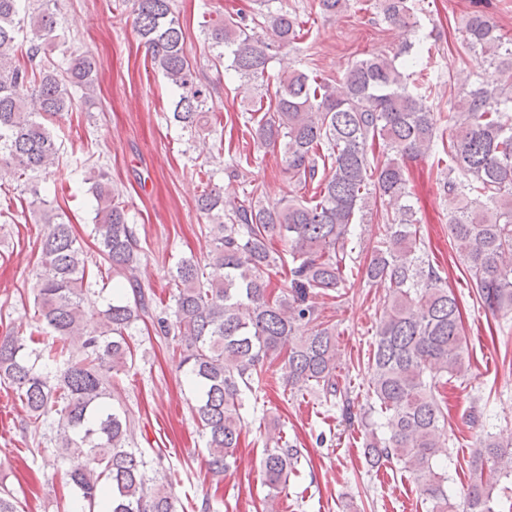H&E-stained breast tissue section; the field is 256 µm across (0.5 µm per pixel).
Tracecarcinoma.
<instances>
[{
  "instance_id": "cac0c4a2",
  "label": "carcinoma",
  "mask_w": 512,
  "mask_h": 512,
  "mask_svg": "<svg viewBox=\"0 0 512 512\" xmlns=\"http://www.w3.org/2000/svg\"><path fill=\"white\" fill-rule=\"evenodd\" d=\"M0 0V164L36 178L57 159L47 121L72 109L70 88H93L94 65L69 55L65 76L45 68L43 55L62 41L55 13ZM135 25L154 66L176 91L172 118L191 136L208 130L213 87L184 50L185 32L172 0H129ZM353 0H316L328 17L348 12ZM379 15L413 40L391 56L352 64L340 81L285 68L274 100L251 126L258 145L280 151L290 181L310 197L270 204L251 187L240 200L204 188L197 207L213 237L209 262L180 261L170 273L172 304L154 307L144 292L133 298L115 285L104 308L86 307L95 289L87 253L57 209H37L48 232L40 238L35 316L42 340L21 330L0 336V381L11 385L29 416L69 462L74 498L68 512H177L171 484L157 481L161 458L130 441L129 410L114 401L112 379L135 363L132 339L149 321L155 335L181 347L179 367L195 393L194 417L208 472L220 483L246 426L248 394L262 382L265 360L286 350L282 379L312 389L328 402L336 381V329L319 321V300L343 287L344 243L357 214L386 207L379 245L365 278L382 286L385 300L369 363L373 403L381 423L361 417L365 456L373 467L393 462L419 478L430 512H455L448 476L435 471L443 447L445 411L437 378L468 372L459 301L439 267L421 250L417 209L408 190L410 163L436 153L444 194L456 201L448 218L453 245L483 307L512 316V35L495 17L475 11L462 42L489 59L488 76L458 93L448 116L434 111L436 82L414 53L418 21L412 0H376ZM264 28L266 40L252 29ZM206 40L238 78V89L258 96L269 85L268 64L304 36L303 21L287 11L238 12L205 24ZM27 62L14 60L17 41ZM448 123V139H438ZM97 203L94 240L99 264L112 279L136 282L138 236L108 173L92 169ZM285 249L276 252L272 242ZM288 266V289L275 297L264 273ZM301 450L285 442L264 449L261 470L270 508L297 469ZM512 478V442L488 434L470 458L472 480L462 512H498L485 470Z\"/></svg>"
}]
</instances>
